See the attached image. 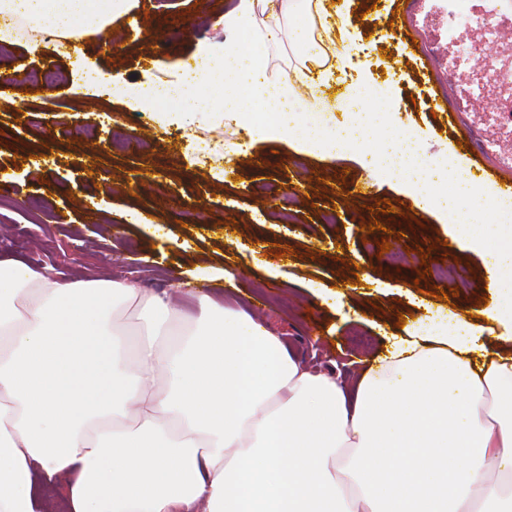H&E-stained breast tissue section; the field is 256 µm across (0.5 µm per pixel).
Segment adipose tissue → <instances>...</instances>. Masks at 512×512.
Here are the masks:
<instances>
[{
    "mask_svg": "<svg viewBox=\"0 0 512 512\" xmlns=\"http://www.w3.org/2000/svg\"><path fill=\"white\" fill-rule=\"evenodd\" d=\"M131 0H0V41L24 17L53 35L94 34ZM349 19L329 0H241L235 37L197 73L212 101L241 114L261 105L259 134L291 146L332 140L298 129L287 102L320 111L331 68L316 58L280 81L262 48L279 18ZM264 21L255 42L239 35ZM383 173L427 194L434 170L457 189L460 250L494 257L503 300L483 310L506 334L483 344L462 320L391 339L354 388L288 356L277 332L196 293L173 327L166 296L134 281L62 283L0 259V512H44L38 485L60 486L66 512H512V225L484 224L488 188L458 179L449 157L396 136L375 149ZM135 308L137 339L119 315Z\"/></svg>",
    "mask_w": 512,
    "mask_h": 512,
    "instance_id": "ef3b65f1",
    "label": "adipose tissue"
}]
</instances>
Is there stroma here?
I'll return each instance as SVG.
<instances>
[{
  "label": "stroma",
  "instance_id": "stroma-1",
  "mask_svg": "<svg viewBox=\"0 0 512 512\" xmlns=\"http://www.w3.org/2000/svg\"><path fill=\"white\" fill-rule=\"evenodd\" d=\"M239 2L137 0L155 39L124 35L118 17L73 45L22 34L0 43V69L23 74L0 86V175L15 177L11 194L0 197V257L38 271L73 244L80 258L56 270L57 280H133L168 292L183 316L193 311L196 277H206L219 303L270 325L301 364L320 371L345 358L361 364L401 327L483 310L497 297L491 262L447 247V226L404 195L398 177L375 169L371 149L326 157L247 134L227 140L224 115L199 94L185 120L129 109L126 91L179 81L204 46L229 41L219 20ZM403 8L402 0H351V15L369 13L380 26H347L344 68L324 88L335 105L329 117L347 126L348 94L387 82L400 121L439 157L448 132L433 124L424 101L448 74L382 28ZM89 69L124 94L89 90ZM31 70L69 80L39 91L24 77ZM193 132L216 136L220 163L198 161ZM345 180L363 185L362 194L340 195ZM284 212L293 223H280ZM137 213L153 217L152 228L134 223ZM384 241L399 261L381 254ZM437 289L447 298L434 297ZM312 340L321 357L310 351Z\"/></svg>",
  "mask_w": 512,
  "mask_h": 512
}]
</instances>
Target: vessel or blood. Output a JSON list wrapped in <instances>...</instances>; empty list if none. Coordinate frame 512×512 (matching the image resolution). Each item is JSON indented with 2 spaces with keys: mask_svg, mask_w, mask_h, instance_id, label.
<instances>
[{
  "mask_svg": "<svg viewBox=\"0 0 512 512\" xmlns=\"http://www.w3.org/2000/svg\"><path fill=\"white\" fill-rule=\"evenodd\" d=\"M462 2L472 24L450 28L431 40L436 57L448 64L453 89L435 91L429 108L448 127L449 152L467 155L471 168L490 183L496 196L512 197V141L502 140L498 134L501 127L512 128V0H407L405 14L391 18L392 35L411 42L417 32L416 18L437 5L446 15H453ZM487 40L494 45L487 60L500 74L497 86L504 107L492 125L486 124L479 98L465 77L466 71L477 68L479 60L462 53L463 48Z\"/></svg>",
  "mask_w": 512,
  "mask_h": 512,
  "instance_id": "1",
  "label": "vessel or blood"
}]
</instances>
